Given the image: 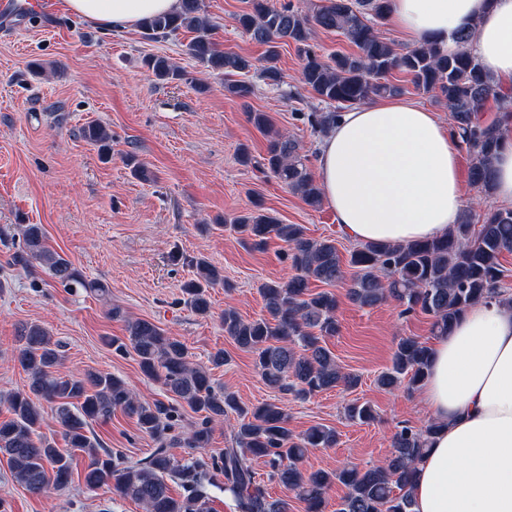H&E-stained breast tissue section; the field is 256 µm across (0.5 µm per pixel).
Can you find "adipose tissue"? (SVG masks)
Here are the masks:
<instances>
[{
    "label": "adipose tissue",
    "mask_w": 512,
    "mask_h": 512,
    "mask_svg": "<svg viewBox=\"0 0 512 512\" xmlns=\"http://www.w3.org/2000/svg\"><path fill=\"white\" fill-rule=\"evenodd\" d=\"M180 0H63L66 13L123 32ZM405 37L467 49L496 82H512V0H390ZM323 199L354 242L407 244L445 235L465 205L458 142L436 112L375 100L342 113L318 147ZM420 399L439 424L410 488L414 512H512V309L462 311L437 336Z\"/></svg>",
    "instance_id": "adipose-tissue-1"
}]
</instances>
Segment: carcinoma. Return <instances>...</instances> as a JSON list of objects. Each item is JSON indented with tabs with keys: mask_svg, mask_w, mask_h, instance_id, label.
<instances>
[{
	"mask_svg": "<svg viewBox=\"0 0 512 512\" xmlns=\"http://www.w3.org/2000/svg\"><path fill=\"white\" fill-rule=\"evenodd\" d=\"M388 5L389 0H321L305 12L275 0H247L235 23L252 41L267 46L261 75L271 85L282 80L278 45L295 44L302 61V84L332 106L313 119L320 133L334 122L337 113L374 97L400 93L401 87L389 81L393 72L410 76L417 90L433 93L446 103L451 130L472 155L471 180L490 190L492 159L504 130L497 124L480 123L476 114L490 97L499 99L501 110L509 112L512 96L500 93L483 73L476 57L465 48V33L453 53L430 42L405 52L397 50L377 32L387 18ZM141 28L151 40H165L182 30L194 33L186 45L188 54L206 70L228 78L225 89L235 97L245 100L254 94L253 84L233 79L250 72L252 60L218 47L212 38V24L201 15L199 0H180L177 11L148 18ZM317 29L343 36L357 51L323 55L312 42ZM145 64L161 81L185 79V73L166 56H150ZM247 118L267 136L266 153L258 168L299 195L307 206L320 208V188L297 142L273 130L264 112H249ZM83 136L102 154L109 153L111 136L102 124L89 122ZM224 224L255 251L264 250L273 237L282 240L287 245L283 258L293 270L288 280L262 286L266 314L261 317L245 320L234 309H224V335L252 354L254 368L274 392L304 400L339 385L356 387L358 378L343 373L324 346L325 338L339 330L336 294L310 289L313 281L328 286L345 281L336 241L311 239L302 225L281 223L259 203L254 211L226 218ZM21 232L23 264L40 263L69 288L104 292L68 259L49 249L39 225L26 224ZM506 253L512 254V209L489 206L481 215V224H473L467 214L439 239L397 246L363 244L354 249L349 264L356 272L345 281L347 296L361 307L392 301L404 313L427 314L433 318L432 333L438 336L473 303L495 299L512 306V297L501 291L506 269L500 258ZM195 266L196 278L185 283L183 292L195 313L207 315L206 289L224 282V275L203 259ZM126 331L127 342L114 340L112 346L118 352L132 347L142 372L161 381L169 402H142L123 379L112 374L54 373L60 359L58 345L38 324L22 328L17 362L27 373L28 383L26 389L7 399L11 417L0 421V454L8 457L15 480L28 490L42 492L50 485L60 489L71 480V455L56 448L42 431L48 408L67 447L88 459L85 485L96 489L111 482L120 495L141 503L145 512H210L204 483L212 469L224 473V491L233 496L238 512H289L288 500L268 499L252 465L255 458L264 459L268 478L303 501L306 512H323L325 495L334 484L347 488L336 512H413L409 488L416 464L438 429L436 422L397 429L390 454L379 467L345 465L304 473L299 464L309 449L334 447L335 430L320 425L295 434L288 427V414L277 403L242 405L235 395L215 386L206 369L191 365L183 342L154 323L129 321ZM429 354L430 347L416 338H399L391 366L378 376L377 383L384 388L418 387L425 378ZM184 405L202 415L200 424L184 439V447L192 451L207 448L212 424L230 413L237 416L235 446L209 462L194 455L182 464L175 462L166 448L170 426L165 420ZM117 410L136 417L141 432L160 443L147 461L129 465L90 436L92 423L111 419ZM346 416L350 421L370 422L375 414L367 403H352ZM171 474L180 480L186 495H172L166 480Z\"/></svg>",
	"mask_w": 512,
	"mask_h": 512,
	"instance_id": "carcinoma-1",
	"label": "carcinoma"
}]
</instances>
